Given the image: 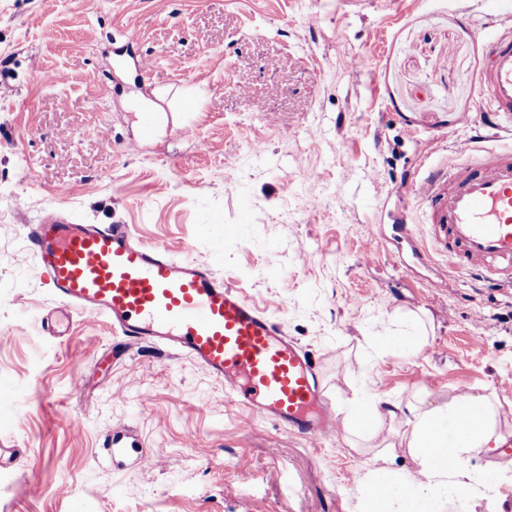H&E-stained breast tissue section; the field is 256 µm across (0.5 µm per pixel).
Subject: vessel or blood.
Wrapping results in <instances>:
<instances>
[{
    "label": "vessel or blood",
    "instance_id": "1",
    "mask_svg": "<svg viewBox=\"0 0 512 512\" xmlns=\"http://www.w3.org/2000/svg\"><path fill=\"white\" fill-rule=\"evenodd\" d=\"M488 51L479 91L493 121L512 122V36L477 26ZM413 177L409 193L429 212L430 237L448 265L512 287V148L471 155ZM38 271L73 314L105 317L125 349L178 350L223 380L236 403L312 439L333 435L336 410L305 354L213 270L146 245L128 225L81 224L60 213L26 227Z\"/></svg>",
    "mask_w": 512,
    "mask_h": 512
}]
</instances>
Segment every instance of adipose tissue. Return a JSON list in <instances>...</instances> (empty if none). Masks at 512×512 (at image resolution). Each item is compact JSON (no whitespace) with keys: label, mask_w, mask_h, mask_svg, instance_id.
I'll list each match as a JSON object with an SVG mask.
<instances>
[{"label":"adipose tissue","mask_w":512,"mask_h":512,"mask_svg":"<svg viewBox=\"0 0 512 512\" xmlns=\"http://www.w3.org/2000/svg\"><path fill=\"white\" fill-rule=\"evenodd\" d=\"M407 448L417 460V478L395 483L384 469L372 471L374 492L366 499L365 512H418L419 503L451 493L468 491L465 464L474 454L490 450L498 442L497 409L491 401L463 395L443 406L413 407ZM384 493H377V486Z\"/></svg>","instance_id":"ef3b65f1"}]
</instances>
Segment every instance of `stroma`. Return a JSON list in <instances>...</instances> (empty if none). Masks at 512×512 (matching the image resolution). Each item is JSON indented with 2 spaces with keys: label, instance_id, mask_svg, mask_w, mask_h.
Listing matches in <instances>:
<instances>
[{
  "label": "stroma",
  "instance_id": "stroma-1",
  "mask_svg": "<svg viewBox=\"0 0 512 512\" xmlns=\"http://www.w3.org/2000/svg\"><path fill=\"white\" fill-rule=\"evenodd\" d=\"M488 23L512 9L0 0V448L23 460L0 468V512H364L369 471L417 472L409 404L486 396L512 435V288L449 268L406 190L458 142L512 147L479 120ZM143 100L172 123L143 135ZM53 208L210 265L307 353L337 417L377 402V433L298 436L173 351L100 370L123 342L106 319L43 327L58 301L25 227ZM415 331L419 354L383 343ZM469 468L470 497L435 512H512V454Z\"/></svg>",
  "mask_w": 512,
  "mask_h": 512
}]
</instances>
